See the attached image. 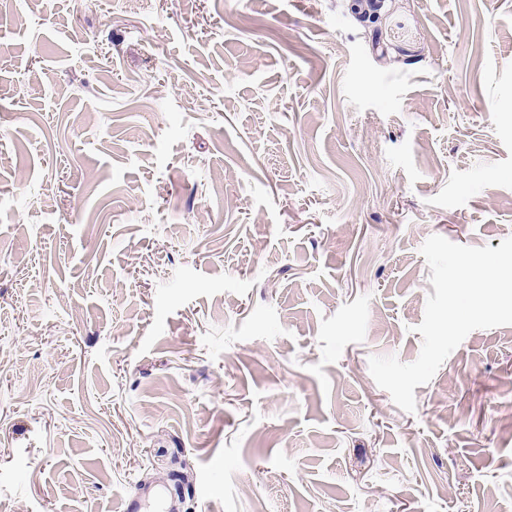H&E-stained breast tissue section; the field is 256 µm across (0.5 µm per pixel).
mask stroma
<instances>
[{
	"label": "stroma",
	"mask_w": 512,
	"mask_h": 512,
	"mask_svg": "<svg viewBox=\"0 0 512 512\" xmlns=\"http://www.w3.org/2000/svg\"><path fill=\"white\" fill-rule=\"evenodd\" d=\"M351 3L0 0V512H512V325L369 371L512 237V0ZM173 502L160 493H152L143 485L136 484L128 495L124 512H176Z\"/></svg>",
	"instance_id": "stroma-1"
}]
</instances>
